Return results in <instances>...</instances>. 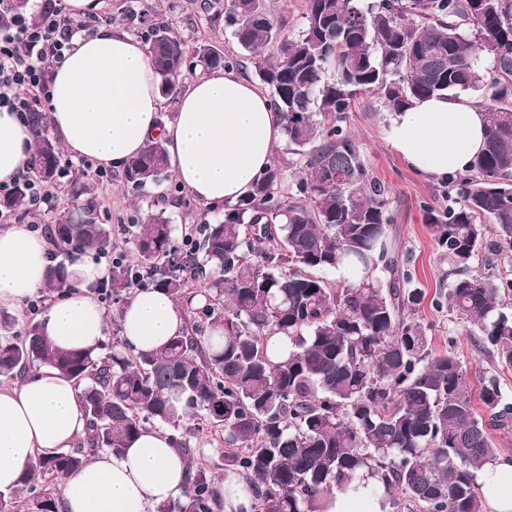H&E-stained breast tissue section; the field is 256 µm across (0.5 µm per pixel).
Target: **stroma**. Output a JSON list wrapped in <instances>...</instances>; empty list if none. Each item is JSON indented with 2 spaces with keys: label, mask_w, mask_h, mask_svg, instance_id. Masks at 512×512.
<instances>
[{
  "label": "stroma",
  "mask_w": 512,
  "mask_h": 512,
  "mask_svg": "<svg viewBox=\"0 0 512 512\" xmlns=\"http://www.w3.org/2000/svg\"><path fill=\"white\" fill-rule=\"evenodd\" d=\"M101 16L111 18L113 27L133 37H140L142 14L168 23L173 32L189 44L209 41L221 45L233 58L234 72L253 78L254 68L249 58L237 46L230 31L213 24V14L222 12L226 0H101ZM388 108L376 97L366 95L355 102L348 126L358 142L363 160L372 176L387 190L392 235L399 248L400 258L409 262L414 287L422 289L426 299L418 318L427 326L435 351H454L471 375L489 369L491 359L481 352L475 337L467 335L455 315L436 309L432 301L439 292L447 290L450 277L444 260L426 226L423 215L426 208L447 206L448 184L443 180L424 177L412 170L394 152L386 140ZM82 177L92 184L102 215L112 226L114 245L126 258H133L131 226L139 215L141 199L135 195L123 178L122 172L108 170L106 176H97L94 170L74 162L71 174L59 180L54 197L42 211L25 218V225L35 233H43L56 218L75 207L71 195L73 177ZM156 207L167 208L173 225L175 244H182L191 228L214 220L215 210L198 202L189 207L165 203L155 198Z\"/></svg>",
  "instance_id": "35a3bbf8"
}]
</instances>
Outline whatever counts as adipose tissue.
I'll list each match as a JSON object with an SVG mask.
<instances>
[{
    "instance_id": "obj_1",
    "label": "adipose tissue",
    "mask_w": 512,
    "mask_h": 512,
    "mask_svg": "<svg viewBox=\"0 0 512 512\" xmlns=\"http://www.w3.org/2000/svg\"><path fill=\"white\" fill-rule=\"evenodd\" d=\"M158 79L144 43L103 28L76 40L52 82L49 116L68 152L113 169L125 168L161 136L170 167L196 200L233 204L250 195L269 168L283 121L269 96L239 74L217 69L180 94L173 119L161 116ZM392 149L416 171L444 178L469 169L485 140V115L469 98L433 97L392 112ZM33 154V138L16 113L0 111V182L17 178ZM49 263L45 240L26 226L0 229V307L18 308L42 286ZM69 288L40 315L44 336L61 350L89 349L104 338L107 311L91 287L107 267L71 254ZM121 337L135 349L165 345L184 325L182 309L165 291L137 290L119 317ZM86 421L78 390L50 367L33 370L16 386L0 387V490L16 487L36 455L69 448ZM186 461L167 429L147 428L119 455L91 457L65 479L62 512H151L186 486ZM490 512H512V458L486 464L477 475ZM252 485L225 472L213 485L212 512H254Z\"/></svg>"
}]
</instances>
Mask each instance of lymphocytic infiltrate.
Returning a JSON list of instances; mask_svg holds the SVG:
<instances>
[{"mask_svg": "<svg viewBox=\"0 0 512 512\" xmlns=\"http://www.w3.org/2000/svg\"><path fill=\"white\" fill-rule=\"evenodd\" d=\"M0 13L9 16L0 25V109L23 119L48 103L53 70L73 48L76 27L53 6L41 7L33 19L0 0Z\"/></svg>", "mask_w": 512, "mask_h": 512, "instance_id": "f902f5d3", "label": "lymphocytic infiltrate"}]
</instances>
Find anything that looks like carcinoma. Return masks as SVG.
<instances>
[{"mask_svg":"<svg viewBox=\"0 0 512 512\" xmlns=\"http://www.w3.org/2000/svg\"><path fill=\"white\" fill-rule=\"evenodd\" d=\"M224 18L259 81L272 92L283 133L305 158L295 189L271 166L253 192L202 225L179 253L166 210L132 224L136 265L112 260L107 289L121 302L145 276L183 310L185 328L156 350L63 351L31 319L12 330L3 318L0 377L23 380L50 365L79 390L84 437L27 465L19 486L0 491V512L18 499L28 512H59L61 483L88 457L121 453L147 427H171L188 463L182 495L156 512H212L215 475L191 446L188 416L224 441V470L255 486L256 512H323V500L363 477L392 512H487L477 471L501 455L493 432L512 430L501 374L512 372V279L474 273L483 250H512V0H307L304 30L280 34L268 0H227ZM159 89L172 96L197 67L232 61L212 42L186 44L142 15ZM491 57V66L479 62ZM483 93L486 144L459 177L460 200L428 209L425 224L448 258L452 280L433 300L477 337L494 368L477 377L452 351L437 353L417 317L425 294L394 259L387 191L364 163L347 121L354 98L374 94L398 110L414 101ZM34 136L30 169L57 181L49 115H27ZM165 144L151 141L125 168L140 193L169 179ZM76 214L53 225L58 253L113 250L86 185ZM0 211L29 213L28 188L0 195ZM275 244L264 251V242ZM344 265L363 271L336 287L317 275ZM390 273L384 282L377 269ZM54 259L42 295L67 285ZM272 336L284 338L269 349Z\"/></svg>","mask_w":512,"mask_h":512,"instance_id":"obj_1","label":"carcinoma"}]
</instances>
